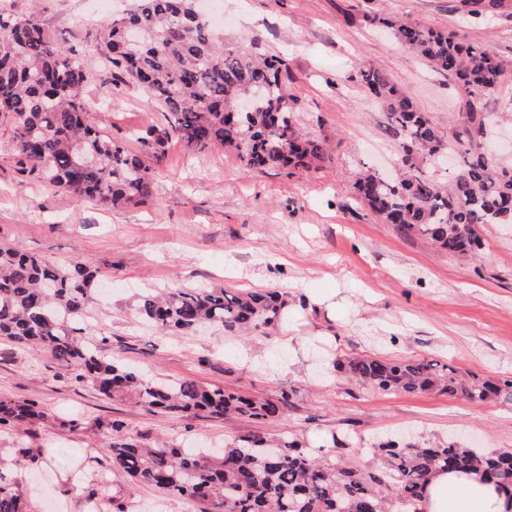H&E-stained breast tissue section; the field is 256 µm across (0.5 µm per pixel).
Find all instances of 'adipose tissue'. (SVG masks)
I'll return each mask as SVG.
<instances>
[{
    "label": "adipose tissue",
    "instance_id": "ef3b65f1",
    "mask_svg": "<svg viewBox=\"0 0 512 512\" xmlns=\"http://www.w3.org/2000/svg\"><path fill=\"white\" fill-rule=\"evenodd\" d=\"M350 313L345 297L333 289L315 294L283 292L282 333L292 352V368L305 366L312 342L335 347L337 329ZM420 512H512V501L479 472L444 470L431 477Z\"/></svg>",
    "mask_w": 512,
    "mask_h": 512
}]
</instances>
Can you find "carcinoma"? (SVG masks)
Masks as SVG:
<instances>
[{"label": "carcinoma", "mask_w": 512, "mask_h": 512, "mask_svg": "<svg viewBox=\"0 0 512 512\" xmlns=\"http://www.w3.org/2000/svg\"><path fill=\"white\" fill-rule=\"evenodd\" d=\"M468 13L506 10V0H463ZM407 52L426 59L466 95L465 112L448 138L417 112L410 93L373 67L358 82L387 106L388 125L404 152L399 177L368 169L354 183L356 196L389 224H397L454 255L480 249L479 224H512V167L485 155L483 98L500 82L503 63L485 48L453 32L377 15ZM101 82L134 83L168 117L160 133L140 142L155 151L175 138L187 151L221 147L247 168L309 169L327 155L326 143L296 124L285 89L288 61L245 55L224 45L195 0H136L106 31ZM88 73L33 17L0 15V112L11 118L15 150L29 173L56 190L105 206L152 200L155 175L143 157L99 129L82 98ZM454 152L458 172L441 180L426 167ZM98 272L80 263L50 265L0 244V339L43 352L77 383L89 382L107 398L132 396L149 409L224 417L271 419L289 393L254 398L194 379H147L102 354L99 343L75 334L97 291ZM280 292L234 293L224 288L148 289L138 296L142 320L160 330L220 327L233 335L264 332L280 319ZM337 371L362 388L384 393L436 391L471 403L512 402V379L491 380L427 359L382 360L351 355ZM45 418L35 400H0V427ZM112 466L135 481L194 501L200 512H418L436 470L476 469L512 501V450L478 452L455 441L376 449L382 464L364 470L339 453L336 460L311 454L296 439L270 442L242 436L219 457L170 446L117 441L103 449ZM41 453L24 444L10 465L0 463V512H26L10 466L37 467Z\"/></svg>", "instance_id": "1"}]
</instances>
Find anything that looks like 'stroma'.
Here are the masks:
<instances>
[{
    "mask_svg": "<svg viewBox=\"0 0 512 512\" xmlns=\"http://www.w3.org/2000/svg\"><path fill=\"white\" fill-rule=\"evenodd\" d=\"M456 3L200 0L229 46L287 59L297 123L331 148L315 171L258 173L234 152L192 154L172 140L147 159L157 173L152 203L107 208L22 172L11 120L0 113V242L53 265L78 261L111 278V294L93 300L85 324L86 337L108 336L104 355L150 378H193L257 397L291 392L288 407L269 420L155 413L128 397L102 399L43 353L0 339V399L35 400L46 412L39 424L0 429V457L18 442L42 452L38 469L14 471L29 512H92L85 490L92 475L123 491L128 512H197L185 497L134 485L113 468L103 449L118 438L220 448L241 436H290L314 448L336 437L366 469L380 464L376 447L400 438L428 444L452 436L479 451L512 449V403L373 392L326 369L333 358L359 353L449 361L496 380L512 378V225H478L482 250L451 256L379 221L352 188L361 168L392 173L401 162L385 104L356 79L361 68L376 67L409 91L443 135L464 100L427 60L371 25V15L452 31L497 55L504 74L484 110L512 116V15L473 18L457 12ZM122 7V0L108 8L98 0H0V14L37 18L84 62L91 74L83 91L87 108L113 139L139 153L140 133L166 128L163 109L134 84L110 90L97 78L107 25ZM196 287L335 288L356 311L340 328L337 349L315 344L307 368L290 372L280 330L246 339L213 328L162 332L137 314L141 289ZM70 417L78 427H60Z\"/></svg>",
    "mask_w": 512,
    "mask_h": 512,
    "instance_id": "obj_1",
    "label": "stroma"
}]
</instances>
